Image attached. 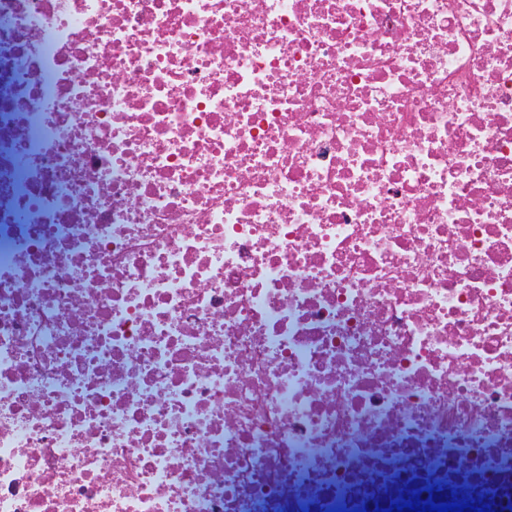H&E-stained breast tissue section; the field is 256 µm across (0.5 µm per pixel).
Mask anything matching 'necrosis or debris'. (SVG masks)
Listing matches in <instances>:
<instances>
[{
    "instance_id": "1",
    "label": "necrosis or debris",
    "mask_w": 512,
    "mask_h": 512,
    "mask_svg": "<svg viewBox=\"0 0 512 512\" xmlns=\"http://www.w3.org/2000/svg\"><path fill=\"white\" fill-rule=\"evenodd\" d=\"M512 512V0H0V512Z\"/></svg>"
}]
</instances>
